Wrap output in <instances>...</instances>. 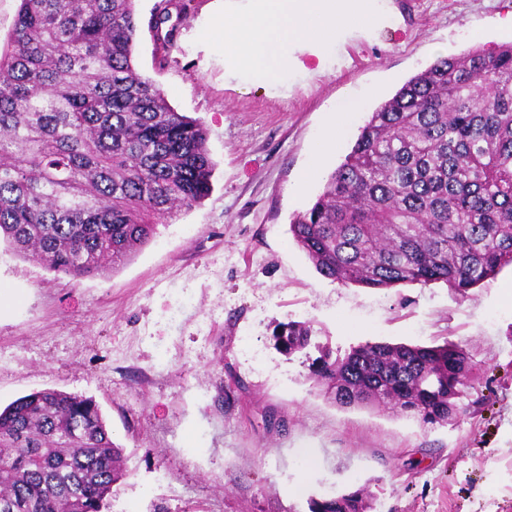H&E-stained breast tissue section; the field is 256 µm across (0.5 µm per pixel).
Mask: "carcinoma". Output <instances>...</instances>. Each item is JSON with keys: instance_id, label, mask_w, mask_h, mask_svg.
Listing matches in <instances>:
<instances>
[{"instance_id": "obj_1", "label": "carcinoma", "mask_w": 512, "mask_h": 512, "mask_svg": "<svg viewBox=\"0 0 512 512\" xmlns=\"http://www.w3.org/2000/svg\"><path fill=\"white\" fill-rule=\"evenodd\" d=\"M135 0H20L0 52V237L74 280L129 260L211 189L207 131L134 63ZM160 0L151 27L170 21ZM326 278L364 288L443 282L461 295L512 265V43L437 59L379 104L289 225ZM305 322L275 346L307 348ZM342 406L388 404L425 424L461 408L460 345L366 342L312 362ZM127 475L90 397L45 389L0 410V512H104ZM366 489L310 512H371Z\"/></svg>"}]
</instances>
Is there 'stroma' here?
Masks as SVG:
<instances>
[{
    "mask_svg": "<svg viewBox=\"0 0 512 512\" xmlns=\"http://www.w3.org/2000/svg\"><path fill=\"white\" fill-rule=\"evenodd\" d=\"M136 0L135 64L208 132L212 189L129 261L72 281L0 242V407L43 389L93 398L128 473L109 512H309L361 487L375 512H512V266L460 295L320 275L289 224L321 192L296 183L333 112L357 104L334 170L381 102L437 58L512 41V0H387L390 27L277 86L224 71L199 35L224 0H189L169 44ZM307 321L286 356L276 324ZM465 348L476 376L449 424L343 407L310 376L322 345Z\"/></svg>",
    "mask_w": 512,
    "mask_h": 512,
    "instance_id": "35a3bbf8",
    "label": "stroma"
}]
</instances>
